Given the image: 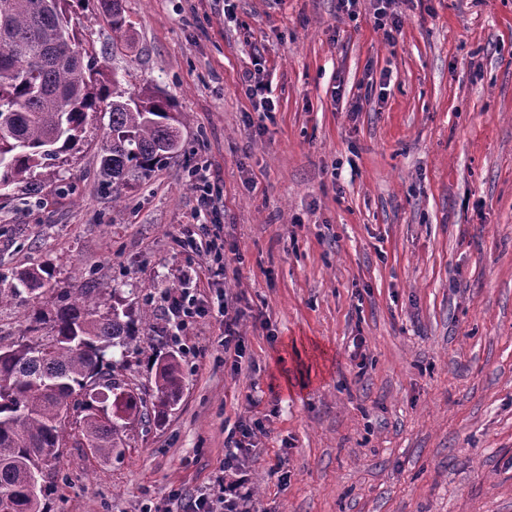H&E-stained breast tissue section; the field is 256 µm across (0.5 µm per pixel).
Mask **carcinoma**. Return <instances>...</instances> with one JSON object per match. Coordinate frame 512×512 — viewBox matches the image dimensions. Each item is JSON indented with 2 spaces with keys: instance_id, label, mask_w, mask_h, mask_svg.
<instances>
[{
  "instance_id": "1",
  "label": "carcinoma",
  "mask_w": 512,
  "mask_h": 512,
  "mask_svg": "<svg viewBox=\"0 0 512 512\" xmlns=\"http://www.w3.org/2000/svg\"><path fill=\"white\" fill-rule=\"evenodd\" d=\"M112 31L131 28L120 0H99ZM70 0H0V188L51 180L63 155L82 140L89 114H108L101 171L112 194L136 189L180 150L176 113L154 91L124 98L106 66L71 25ZM53 274L46 264L18 274L0 304L24 290L43 296ZM94 289L30 317L25 335L0 338V512H51L57 453L70 438L63 420L81 405L82 436L91 453L123 455L126 425L164 421L177 405L183 370L173 354L154 360L155 392L147 399L112 376L113 349L136 341V323L112 307L102 314ZM36 479L38 490L28 485Z\"/></svg>"
}]
</instances>
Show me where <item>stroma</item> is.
Listing matches in <instances>:
<instances>
[{
    "label": "stroma",
    "mask_w": 512,
    "mask_h": 512,
    "mask_svg": "<svg viewBox=\"0 0 512 512\" xmlns=\"http://www.w3.org/2000/svg\"><path fill=\"white\" fill-rule=\"evenodd\" d=\"M122 7L130 51L97 0L71 23L125 94L172 98L182 149L113 201L107 120L89 117L38 197H0V289L42 262L49 303L96 288L148 310L117 374L152 391V356L172 353L184 388L162 425H128L121 458L67 443L51 512H179L245 417L262 424L257 512H512V0H404L392 43L372 0L354 21L336 0ZM248 70L275 112L246 96ZM202 224L220 227L224 275L196 276L207 258L181 246ZM184 293L204 312L179 330L167 301ZM221 296L243 314L238 372ZM300 336L328 356L292 391Z\"/></svg>",
    "instance_id": "stroma-1"
}]
</instances>
